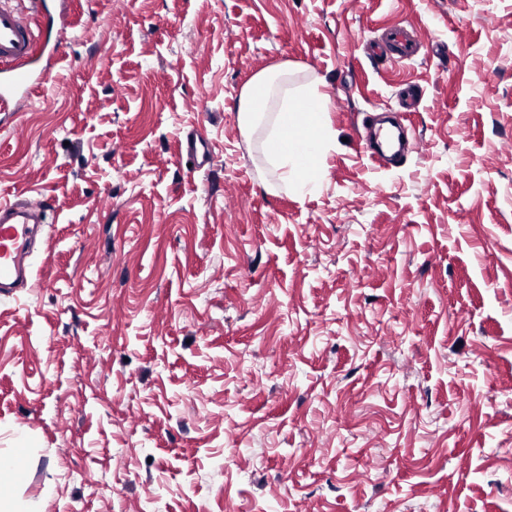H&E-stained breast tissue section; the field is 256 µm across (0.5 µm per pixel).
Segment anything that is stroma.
Returning a JSON list of instances; mask_svg holds the SVG:
<instances>
[{"mask_svg":"<svg viewBox=\"0 0 512 512\" xmlns=\"http://www.w3.org/2000/svg\"><path fill=\"white\" fill-rule=\"evenodd\" d=\"M72 3L54 81L0 124V201L52 199L39 284L0 296V470L23 498L512 512V0ZM395 23L422 48L372 62ZM280 64L320 79L338 139L303 198L240 124ZM407 83L417 146L381 169L363 122ZM182 150L192 160L195 169L201 170L211 161L212 150L209 142L195 130L187 133Z\"/></svg>","mask_w":512,"mask_h":512,"instance_id":"stroma-1","label":"stroma"}]
</instances>
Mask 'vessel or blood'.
<instances>
[{
  "label": "vessel or blood",
  "instance_id": "vessel-or-blood-1",
  "mask_svg": "<svg viewBox=\"0 0 512 512\" xmlns=\"http://www.w3.org/2000/svg\"><path fill=\"white\" fill-rule=\"evenodd\" d=\"M29 2L33 12L27 15L10 7L7 0H0V112L8 111L10 104L24 103L51 78L45 60L55 57L57 46L40 39V26L63 31L68 25L69 0ZM419 47L416 33L398 23L386 27L380 41L369 47L368 55L376 61L397 63L412 59ZM182 149L195 169H203L211 161V146L197 131L187 133ZM48 208L45 196L0 203L1 295L34 288L31 244L41 231Z\"/></svg>",
  "mask_w": 512,
  "mask_h": 512
}]
</instances>
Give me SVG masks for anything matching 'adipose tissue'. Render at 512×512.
I'll return each mask as SVG.
<instances>
[{
	"mask_svg": "<svg viewBox=\"0 0 512 512\" xmlns=\"http://www.w3.org/2000/svg\"><path fill=\"white\" fill-rule=\"evenodd\" d=\"M328 100L315 84L292 85L287 68L256 73L240 101L244 127L263 126L264 152L273 185L305 195L323 179L322 159L333 139L325 122Z\"/></svg>",
	"mask_w": 512,
	"mask_h": 512,
	"instance_id": "1",
	"label": "adipose tissue"
}]
</instances>
